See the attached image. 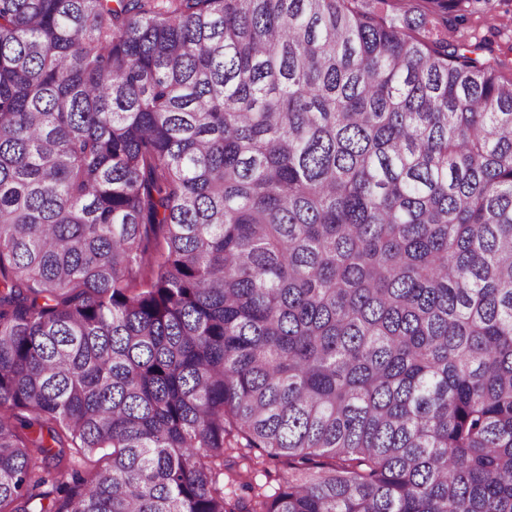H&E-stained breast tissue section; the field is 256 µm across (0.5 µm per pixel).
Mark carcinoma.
Wrapping results in <instances>:
<instances>
[{
	"instance_id": "carcinoma-1",
	"label": "carcinoma",
	"mask_w": 512,
	"mask_h": 512,
	"mask_svg": "<svg viewBox=\"0 0 512 512\" xmlns=\"http://www.w3.org/2000/svg\"><path fill=\"white\" fill-rule=\"evenodd\" d=\"M510 12L0 0V512H512ZM505 25L512 29V13L508 15L501 14L495 20L488 23L483 21L476 22L475 19H472L465 27H469L470 32L475 33L478 38H485L488 48L505 60V66L501 72L506 78H510L512 75L510 65L512 53L508 51L507 44L504 41H500L496 34V28H501ZM288 474V466L280 461L269 460L264 467H257L253 474L254 483L263 486L267 494H271L278 487L283 476Z\"/></svg>"
}]
</instances>
